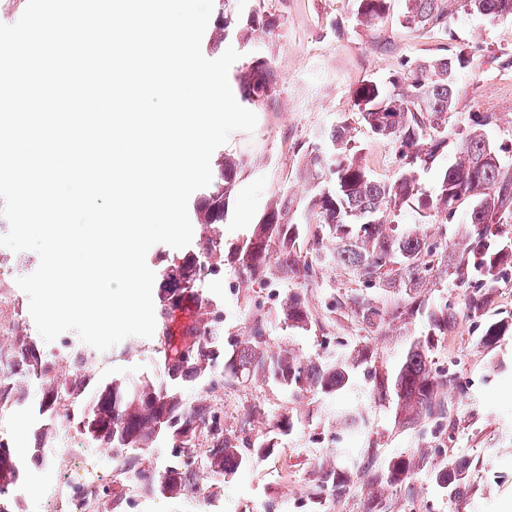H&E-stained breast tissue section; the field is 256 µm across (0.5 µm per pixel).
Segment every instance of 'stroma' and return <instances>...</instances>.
Wrapping results in <instances>:
<instances>
[{
  "mask_svg": "<svg viewBox=\"0 0 512 512\" xmlns=\"http://www.w3.org/2000/svg\"><path fill=\"white\" fill-rule=\"evenodd\" d=\"M403 6V0H391L383 23L368 28L356 19V0H226L224 14L233 31L223 45H202L203 55L215 59L230 46L245 62L265 57L278 73V85L270 100L255 107V130L233 132L222 147L242 161L220 228L225 243L246 236L274 193L288 192L295 206H304L310 185L301 173L302 156L339 120H347L351 141L362 148L374 178L384 180L396 173L395 147L361 123L352 93L363 81H388L406 61L459 51L470 59L457 76L459 94L448 124V149L431 169L420 171L421 186L434 190L441 171L457 156L460 129L479 113L493 115L486 136L500 147L503 163L512 167V19L492 22L464 12L458 0H448L447 30L410 31L399 22ZM255 8L271 14L275 27L270 34L242 41L235 29ZM470 206V200L461 202L443 237L407 207L396 222L399 231L428 233L440 251L457 254L469 231L464 216ZM38 264L35 252L0 247V269L12 273L0 280V374L10 378L14 394L7 404L19 417L18 422L0 426V439L42 449L44 461L29 463L28 480L56 482L72 492L81 486L76 469L83 466L97 472L100 484L123 483V461L90 442L78 427L83 399H68L63 413L45 411L40 406L42 384L11 372L13 353L23 340L35 345L51 364L57 391L68 389L74 373L68 351L77 342V333L67 331L53 342H44L30 315L29 298L16 283ZM235 282L236 273L227 265L201 277L202 287L221 299L225 333H243L252 317L262 314L270 320V349L284 345L306 361L322 354L321 342L328 337L348 350L367 348L373 363L359 365L352 386L333 398L310 390L295 395L253 379L219 377L209 388L200 380L183 382L187 400L206 396L223 416L225 428L245 429L250 440L262 438L283 413H291L297 421L294 432L270 456L225 479L215 497L223 512H310L306 490L321 468L330 465L342 471L344 487L325 493L319 512H368L375 504L384 512H503L504 504L512 501V333L494 347L486 346L480 336L482 319L512 323V288L497 289L481 317L475 318L465 312V289L437 273L420 293L422 312L396 317L392 309L401 303L404 289L367 291L344 271L330 267L319 270L304 291L313 315L310 327L285 332L275 319L279 302L272 289L238 291ZM363 292L388 313L385 322L371 330L351 309L332 305L334 298ZM443 304L455 311L457 322L447 335L435 339L430 360L434 371H447L454 379L444 392L448 416L440 424H408L399 417L395 401L370 399L369 372L394 370L410 343L427 336V310ZM163 370L159 338L130 336L113 347L111 361L90 371L89 378L95 386L115 378H156ZM254 405L261 406V413L249 426H242L244 414ZM344 407L359 410L367 424L365 433L349 435L340 428L336 411ZM398 455L411 456L414 462L408 478L392 485L374 483V472ZM450 458L463 463L468 474L466 492L456 501L441 496L433 480L435 470ZM210 502L188 494L173 497L139 489L123 495L116 512H209Z\"/></svg>",
  "mask_w": 512,
  "mask_h": 512,
  "instance_id": "obj_1",
  "label": "stroma"
}]
</instances>
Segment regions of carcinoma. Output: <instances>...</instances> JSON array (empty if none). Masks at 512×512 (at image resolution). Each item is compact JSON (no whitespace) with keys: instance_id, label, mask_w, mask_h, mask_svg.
<instances>
[{"instance_id":"obj_1","label":"carcinoma","mask_w":512,"mask_h":512,"mask_svg":"<svg viewBox=\"0 0 512 512\" xmlns=\"http://www.w3.org/2000/svg\"><path fill=\"white\" fill-rule=\"evenodd\" d=\"M446 0H405L400 24L405 29H448ZM465 12H474L490 21L512 17V0H459ZM390 0H357V18L363 26H373L388 13ZM230 21L218 13L212 20L209 40L224 42ZM275 21L259 15L246 20L237 31L247 41L255 33L271 31ZM470 63L460 52L419 62L391 77L386 84L362 82L353 91V106L361 122L372 134L397 147L398 172L391 180L372 176L361 150L347 138L348 125L339 123L324 141L304 154L303 175L312 183L301 222L289 217L292 200L283 193L272 200L258 223L251 225L240 243L226 245L215 233L205 239L206 251L194 252L163 266L159 281L178 286L177 295L159 286L154 302L156 326L165 343L167 380L148 378L114 379L98 386L85 406L82 420L85 434L118 457L128 456L133 445L144 448L167 440L172 443V459L167 480L156 469L124 470V475L140 483L148 492L181 495L196 485L184 472L189 459L210 463L214 469L234 472L253 464L270 452L273 444L256 446L239 433L224 428V419L205 399L186 402L182 382L219 375L231 379L257 376L299 393L306 388L332 396L353 382L355 363L348 354L330 350L307 362L291 352L271 353L267 348L266 316L252 318L244 339H224V322L217 299L198 290L204 271L227 263L237 272V287L278 288L290 282L306 287L316 269L336 266L366 288L407 290L400 314L421 309L419 293L435 270L460 286L471 282L478 288L465 294L466 311L478 314L485 297L496 288L501 268L512 264V169L487 154L490 142L483 127L493 116L476 115L461 133L458 157L444 169L437 189L430 193L420 186L418 170L429 169L448 147V123L455 109L456 79ZM242 99L262 104L276 91L272 63L255 57L236 76ZM241 162L230 154L216 159L212 182L198 190L207 196L204 205L193 210L194 223L206 227L224 223L229 199L235 189ZM472 200L465 215L471 226L468 242L459 260L438 254V247L425 236L397 233L395 217L412 203L417 213L448 224L454 220L457 204ZM192 300L196 315L181 335L173 333L175 312L185 300ZM350 304L369 327L384 322V313L364 295L351 297ZM284 329L305 330L311 323L309 309L297 291L287 293L277 311ZM430 336L411 343L404 361L390 375L374 376L370 396L384 400L392 396L406 419L443 420L447 408L438 398L449 379L432 372L430 348L437 336L448 333L456 313L439 305L428 315ZM512 330L501 321L483 324L482 341L498 344ZM36 353L30 343L18 345L13 367L17 372L48 382L49 366L40 363L32 371L29 356ZM296 422L288 414L273 425V438L291 435ZM21 456L14 448L0 452V512H12L10 493L22 477ZM411 461L397 457L374 474V481L397 483L411 473ZM466 481L463 467L450 459L435 474V483L448 498H456ZM343 480L336 470H322L307 501L320 504L321 495L341 489Z\"/></svg>"}]
</instances>
